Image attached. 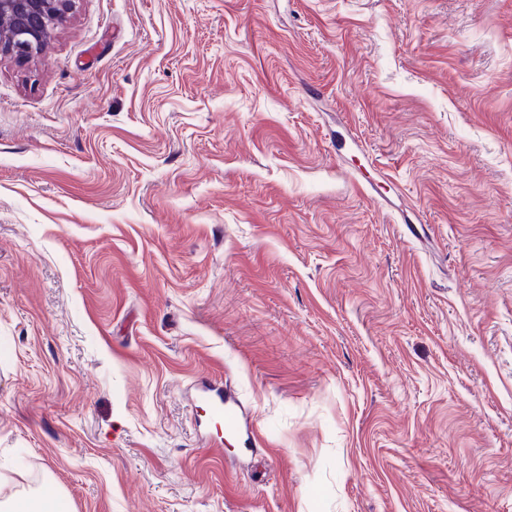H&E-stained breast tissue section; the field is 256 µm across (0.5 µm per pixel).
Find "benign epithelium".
Here are the masks:
<instances>
[{"mask_svg":"<svg viewBox=\"0 0 512 512\" xmlns=\"http://www.w3.org/2000/svg\"><path fill=\"white\" fill-rule=\"evenodd\" d=\"M76 0H0V58L30 61L44 55Z\"/></svg>","mask_w":512,"mask_h":512,"instance_id":"obj_1","label":"benign epithelium"}]
</instances>
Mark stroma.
<instances>
[{"instance_id": "stroma-1", "label": "stroma", "mask_w": 512, "mask_h": 512, "mask_svg": "<svg viewBox=\"0 0 512 512\" xmlns=\"http://www.w3.org/2000/svg\"><path fill=\"white\" fill-rule=\"evenodd\" d=\"M0 476L512 512V0H78L0 60ZM201 404L213 417L224 418L231 431H235L240 427L238 410L229 404V401L224 397V393L219 389L203 391Z\"/></svg>"}]
</instances>
